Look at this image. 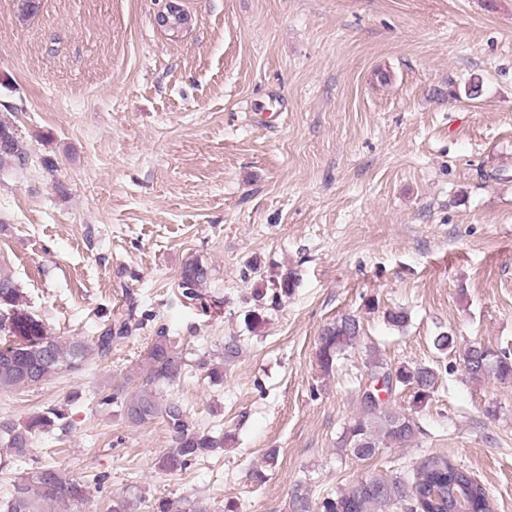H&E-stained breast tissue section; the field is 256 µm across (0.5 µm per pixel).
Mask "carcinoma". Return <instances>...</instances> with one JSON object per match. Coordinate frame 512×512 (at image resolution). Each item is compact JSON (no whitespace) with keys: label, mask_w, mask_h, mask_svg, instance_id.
<instances>
[{"label":"carcinoma","mask_w":512,"mask_h":512,"mask_svg":"<svg viewBox=\"0 0 512 512\" xmlns=\"http://www.w3.org/2000/svg\"><path fill=\"white\" fill-rule=\"evenodd\" d=\"M27 147L16 133L15 126L0 120V167L23 165ZM207 267L198 261L185 265L181 273V288L185 297L199 299L207 283ZM273 299L289 293L295 279L286 274L268 280ZM24 295L7 272L0 270V390L20 389L38 385L62 369H76L86 356L87 346L80 340L62 342L47 334L44 326L24 309ZM359 317L343 315L327 324L319 336L317 361L325 377L336 370L338 362L361 340ZM368 369L366 380L384 379L387 393L399 388L411 390L412 406L424 407L432 400L443 377L437 364L411 366L401 364L391 368L380 358L376 347H366ZM462 361L470 363L469 379L482 381L495 378L512 380V355L479 342L471 343ZM186 375L185 363L171 340L161 335L149 350L140 386L132 393H114L104 402L120 404L130 424L141 426L161 418L173 432L174 448L158 462L160 470L174 473L189 462L224 447V439L193 429L183 405L174 399H163L161 387H173ZM62 408H49L23 423L1 422L0 436L6 437V447L23 455L34 435L49 428H68ZM421 433L414 417L390 406L361 396L359 412L350 419L340 440V451L358 460L367 461L382 448L414 442ZM88 499L84 482L62 475L48 463L19 478L9 497L0 501V512H39L43 504L78 505ZM495 512V504L486 487L466 468L445 457H431L410 471L398 470L385 475L366 477L351 486L329 494L321 501L312 500L303 487L290 497L286 512ZM151 512H209L199 499L171 500L159 497L151 504Z\"/></svg>","instance_id":"cac0c4a2"}]
</instances>
